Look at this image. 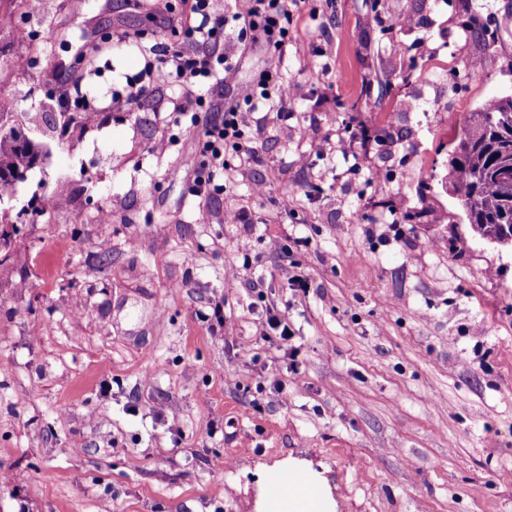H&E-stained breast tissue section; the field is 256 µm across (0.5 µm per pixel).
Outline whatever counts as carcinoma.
<instances>
[{
	"instance_id": "obj_1",
	"label": "carcinoma",
	"mask_w": 512,
	"mask_h": 512,
	"mask_svg": "<svg viewBox=\"0 0 512 512\" xmlns=\"http://www.w3.org/2000/svg\"><path fill=\"white\" fill-rule=\"evenodd\" d=\"M512 127V97L488 100L456 138L448 159V181L466 212L473 231L481 237L502 238L512 233V183L495 174L512 169V150L501 131ZM0 181L25 178L36 164L41 147L24 136L10 112H0Z\"/></svg>"
}]
</instances>
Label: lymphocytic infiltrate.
Listing matches in <instances>:
<instances>
[{
	"label": "lymphocytic infiltrate",
	"mask_w": 512,
	"mask_h": 512,
	"mask_svg": "<svg viewBox=\"0 0 512 512\" xmlns=\"http://www.w3.org/2000/svg\"><path fill=\"white\" fill-rule=\"evenodd\" d=\"M187 12L171 17L174 37L130 81L129 101L151 98L158 80L187 87L180 112L189 118L197 135V149L187 165L193 171L191 189L196 196L215 191L214 177L227 166L228 153H242L250 105L256 97L277 95L290 101L294 85L281 78L279 62L288 48V25L293 13L289 0H186ZM236 30L241 51L265 44L269 55L254 78L237 97L223 100L225 86L238 83V64L225 49L226 29ZM239 84V83H238Z\"/></svg>",
	"instance_id": "obj_1"
}]
</instances>
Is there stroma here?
Returning <instances> with one entry per match:
<instances>
[{"mask_svg": "<svg viewBox=\"0 0 512 512\" xmlns=\"http://www.w3.org/2000/svg\"><path fill=\"white\" fill-rule=\"evenodd\" d=\"M381 3L385 30L371 0L294 8L296 95L255 102V160L232 159L226 192L202 199L173 87L112 103L167 41L154 0H39L0 19V103L50 150L16 187L14 207H37L0 264V512H269L267 475L291 469L328 512H512V248L475 235L430 176L470 112L512 95V0ZM476 4L493 43L465 30ZM86 43L92 113L72 136L54 77ZM437 61L446 78L408 80ZM229 208L250 223H225ZM295 238L278 260L273 241ZM265 303L290 341L264 340Z\"/></svg>", "mask_w": 512, "mask_h": 512, "instance_id": "stroma-1", "label": "stroma"}]
</instances>
